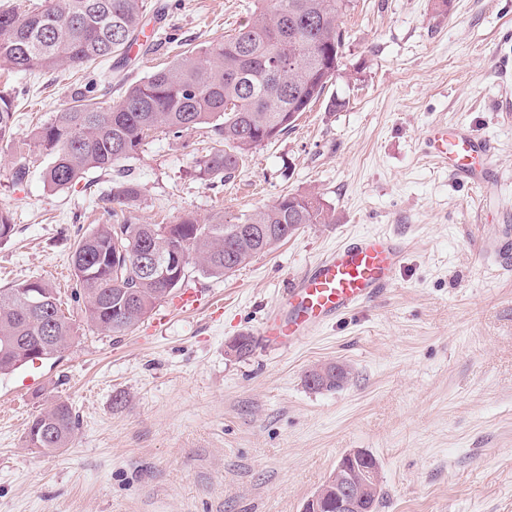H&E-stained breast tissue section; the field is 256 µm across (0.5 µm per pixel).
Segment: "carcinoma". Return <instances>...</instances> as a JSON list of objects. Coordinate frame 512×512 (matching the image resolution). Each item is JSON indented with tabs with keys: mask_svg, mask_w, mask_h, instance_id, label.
<instances>
[{
	"mask_svg": "<svg viewBox=\"0 0 512 512\" xmlns=\"http://www.w3.org/2000/svg\"><path fill=\"white\" fill-rule=\"evenodd\" d=\"M349 3L256 0L233 33L130 84L107 109L97 102V83L87 81L37 131L36 145L50 159L44 181L51 189H68L93 169L115 171L101 197L113 223L81 237L71 256L76 296L99 332L119 336L131 329L182 287L192 262L204 275L230 276L302 225L332 223L316 195L287 193L229 218L136 224L128 213L141 187L122 162L155 134L179 138L207 125L218 146L202 161L201 174L233 177L248 153L290 130L336 77L340 20ZM146 10V0H48L23 12L0 10V70L32 74L120 61L141 35ZM15 99L12 90H0V141L12 135ZM146 247L159 259L154 271L140 265ZM31 290L44 300L39 310L28 303ZM73 337L50 284L26 280L0 289V375L17 371L29 351L42 362L58 361ZM74 428L71 407L57 402L35 417L25 442L59 452L70 447Z\"/></svg>",
	"mask_w": 512,
	"mask_h": 512,
	"instance_id": "carcinoma-1",
	"label": "carcinoma"
}]
</instances>
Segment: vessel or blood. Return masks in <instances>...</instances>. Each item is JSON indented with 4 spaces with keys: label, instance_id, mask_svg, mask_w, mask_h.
<instances>
[{
    "label": "vessel or blood",
    "instance_id": "obj_1",
    "mask_svg": "<svg viewBox=\"0 0 512 512\" xmlns=\"http://www.w3.org/2000/svg\"><path fill=\"white\" fill-rule=\"evenodd\" d=\"M429 156L458 182L489 192L492 143L458 125L427 127ZM481 252L512 271V238L484 242ZM404 244L385 233L346 239L283 288L261 333L270 349L288 352L322 325L373 301L388 288L403 260Z\"/></svg>",
    "mask_w": 512,
    "mask_h": 512
}]
</instances>
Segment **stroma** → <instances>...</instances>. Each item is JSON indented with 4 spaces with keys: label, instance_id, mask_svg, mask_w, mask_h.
Segmentation results:
<instances>
[{
    "label": "stroma",
    "instance_id": "35a3bbf8",
    "mask_svg": "<svg viewBox=\"0 0 512 512\" xmlns=\"http://www.w3.org/2000/svg\"><path fill=\"white\" fill-rule=\"evenodd\" d=\"M146 3L154 45L119 67L131 82L233 33L254 9ZM341 27L323 97L229 182L200 173L204 129L156 134L125 164L141 186L138 224L204 221L286 193L317 195L333 223L302 226L229 277L189 268L120 336L101 335L66 288L76 335L61 360L41 364L21 395L20 374L0 376V512H302L357 450L379 463V512H512V272L479 257L482 239L512 225V0H351ZM85 77L63 67L9 82L19 94L0 141V209L16 232L0 243V288L50 281L74 242L110 221L97 195L111 172L49 189L34 145ZM436 121L494 142L490 199L430 159L424 132ZM364 232L406 243L393 285L293 351L267 348L262 323L289 279ZM241 335L252 351L230 354ZM326 362L350 367L343 388L306 385ZM59 401L75 416L71 447H27L32 419Z\"/></svg>",
    "mask_w": 512,
    "mask_h": 512
}]
</instances>
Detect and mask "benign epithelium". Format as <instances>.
<instances>
[{"label":"benign epithelium","mask_w":512,"mask_h":512,"mask_svg":"<svg viewBox=\"0 0 512 512\" xmlns=\"http://www.w3.org/2000/svg\"><path fill=\"white\" fill-rule=\"evenodd\" d=\"M351 467H338L325 484L306 501L304 509L319 512L329 494H336V505L341 512H363V502L380 484L379 467L360 451L348 454Z\"/></svg>","instance_id":"1"}]
</instances>
